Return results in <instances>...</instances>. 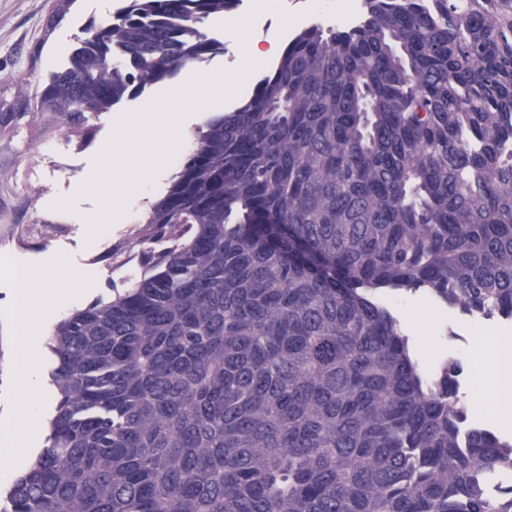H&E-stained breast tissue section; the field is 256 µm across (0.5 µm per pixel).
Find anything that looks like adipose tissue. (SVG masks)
I'll return each instance as SVG.
<instances>
[{
  "mask_svg": "<svg viewBox=\"0 0 512 512\" xmlns=\"http://www.w3.org/2000/svg\"><path fill=\"white\" fill-rule=\"evenodd\" d=\"M28 288L19 305L18 320L27 330L22 340L21 363L16 379V398L11 416L0 420V475L9 476L22 456L23 446L39 419V405L44 397L37 367L30 359L39 339L30 334L34 309L48 310L59 301L57 278L47 271L27 273ZM512 371V344L487 336L474 355V397L480 410L494 416L500 426H512V386L504 381Z\"/></svg>",
  "mask_w": 512,
  "mask_h": 512,
  "instance_id": "1",
  "label": "adipose tissue"
}]
</instances>
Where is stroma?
Segmentation results:
<instances>
[{"label":"stroma","instance_id":"obj_1","mask_svg":"<svg viewBox=\"0 0 512 512\" xmlns=\"http://www.w3.org/2000/svg\"><path fill=\"white\" fill-rule=\"evenodd\" d=\"M57 0H0V108L17 114L15 127L0 131V415L15 400L16 353L20 330L16 317L21 277L27 270L54 266L89 276L79 304L61 303L43 312L38 366L47 390L40 426L31 436L29 452L16 465L23 474L45 445L48 425L58 402L52 379L57 358L49 347L54 328L75 312L129 288L144 272L141 262L146 214L167 193L176 167L154 183L149 197L133 206L132 216L113 222L95 239L75 223L74 212L93 211L94 198L80 194L94 169L96 156L112 134V115L89 117L86 129L68 124L62 116L34 107L46 73L45 55L60 34L72 35L94 20L83 0H74L61 28L47 23ZM61 198L74 201L73 211L55 209ZM380 300L401 319L413 342L423 344L431 357L458 359L464 369L460 390L472 398L473 349L480 334L470 315L443 306L424 294L390 292Z\"/></svg>","mask_w":512,"mask_h":512}]
</instances>
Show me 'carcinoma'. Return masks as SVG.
Wrapping results in <instances>:
<instances>
[{
	"label": "carcinoma",
	"mask_w": 512,
	"mask_h": 512,
	"mask_svg": "<svg viewBox=\"0 0 512 512\" xmlns=\"http://www.w3.org/2000/svg\"><path fill=\"white\" fill-rule=\"evenodd\" d=\"M235 0H120L36 108L83 125L224 53ZM152 205L147 272L59 323V401L3 512H512L382 289L512 319V0H363L296 30Z\"/></svg>",
	"instance_id": "carcinoma-1"
}]
</instances>
